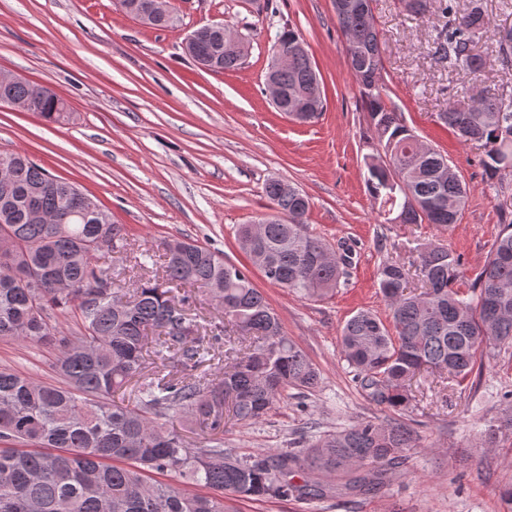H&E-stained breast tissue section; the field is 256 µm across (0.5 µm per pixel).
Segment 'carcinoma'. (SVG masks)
Instances as JSON below:
<instances>
[{"label":"carcinoma","mask_w":512,"mask_h":512,"mask_svg":"<svg viewBox=\"0 0 512 512\" xmlns=\"http://www.w3.org/2000/svg\"><path fill=\"white\" fill-rule=\"evenodd\" d=\"M372 0L359 12L336 9L346 45L360 50L355 79L374 137L363 154L366 186L381 215L395 212L404 224L452 228L465 208L468 187L444 175L448 160L420 149L401 113L387 106L380 78V39ZM446 21L432 51L448 65L483 76L488 64L479 49L490 19L473 4L465 12L442 0ZM188 56L214 72L246 62L241 48L224 49V24L194 30ZM288 65L275 72L281 87L303 94L320 81L308 50H290L304 39L292 28L278 34ZM497 58L512 61V28L498 32ZM6 96L36 104L46 121L67 118L65 103L49 88L26 80L0 87ZM441 120L465 142L484 149L491 176H512V97L488 90L467 111L453 108ZM6 158L14 192L0 198V338L55 351L48 383L0 368V512H232L237 499H322L335 493L369 494L402 474L419 438L400 418L360 421L326 432L306 451L269 449L238 456L224 448V412L239 423L264 420L290 389L313 392L320 371L285 333L280 319L245 267L224 262L206 247L178 237L135 258L141 269L160 262L161 274L116 287L115 271L98 259L127 251L121 224H99L90 211L97 199L83 194L62 200L74 185L50 174L23 151ZM265 194L274 214L258 225L242 224L238 237L257 233L247 250L251 265L273 285L309 300L333 295L348 277L352 249L330 247L310 233L309 200L292 184L270 180ZM424 290L404 292L409 270L386 260L378 288L392 327L360 310L344 323L340 352L368 399L398 414L412 405V379L422 370L445 371L467 385L478 354L512 346V213L470 284L460 287L463 262L444 246L417 248ZM208 294L221 319L200 333L192 296ZM70 313L75 329L51 324ZM178 416L188 430L206 433L198 448L167 425ZM174 475L184 490L148 474Z\"/></svg>","instance_id":"carcinoma-1"}]
</instances>
